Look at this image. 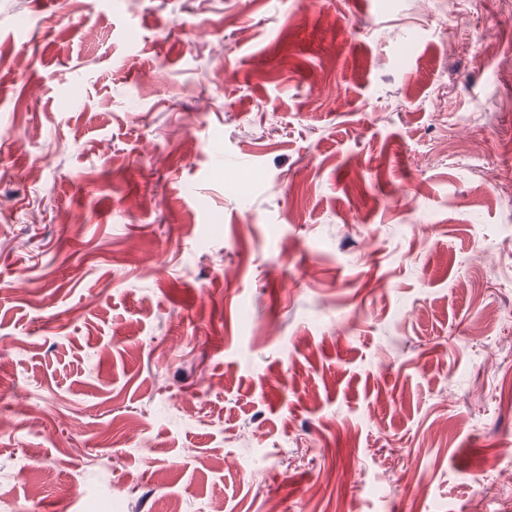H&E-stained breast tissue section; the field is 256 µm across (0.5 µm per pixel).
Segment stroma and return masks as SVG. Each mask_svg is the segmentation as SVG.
I'll list each match as a JSON object with an SVG mask.
<instances>
[{
  "mask_svg": "<svg viewBox=\"0 0 512 512\" xmlns=\"http://www.w3.org/2000/svg\"><path fill=\"white\" fill-rule=\"evenodd\" d=\"M508 181L512 0H0V512H512Z\"/></svg>",
  "mask_w": 512,
  "mask_h": 512,
  "instance_id": "stroma-1",
  "label": "stroma"
}]
</instances>
